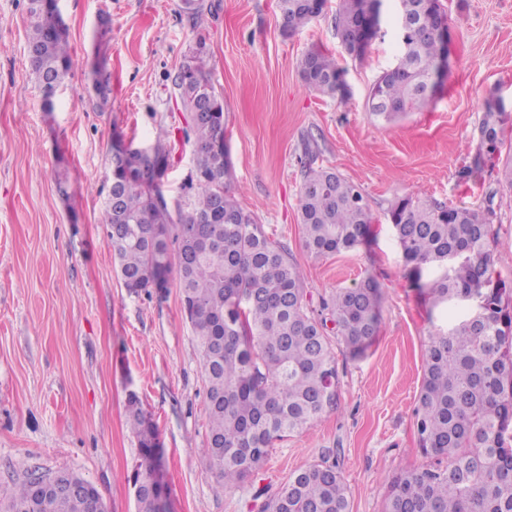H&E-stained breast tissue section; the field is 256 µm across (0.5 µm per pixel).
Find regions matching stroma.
<instances>
[{
    "mask_svg": "<svg viewBox=\"0 0 512 512\" xmlns=\"http://www.w3.org/2000/svg\"><path fill=\"white\" fill-rule=\"evenodd\" d=\"M204 3L205 22L195 27L180 0H60L72 65L48 109L29 75L27 0H0V492L25 469L65 470L92 483L107 512H136L129 477L140 454L125 416L132 390L160 434L168 512H260L293 472L332 448L351 512H383L392 478L430 462L413 416L426 345L465 311L454 302L431 309L417 295L389 221L392 203L405 195L452 206L493 200L494 275L512 289V185L496 167L471 170L488 97L506 104L500 137L512 151V0H442L446 77L425 109L389 122L372 117L367 101L400 53L395 0H383L381 29L359 60L336 36L341 0L292 32L276 0ZM200 37L224 100L229 193L288 246L312 301L368 276L383 297L366 353L336 350L338 409L276 442L244 488L224 491L202 459L201 360L179 290L128 294L101 223L118 134L136 145L164 135L172 149L164 193L181 198L195 146L183 136L187 114L170 77ZM313 48L344 69L347 97L303 81L299 62ZM98 62L111 75L105 101L92 83ZM310 166L362 190L376 218L368 243L320 258L304 249L300 191Z\"/></svg>",
    "mask_w": 512,
    "mask_h": 512,
    "instance_id": "stroma-1",
    "label": "stroma"
}]
</instances>
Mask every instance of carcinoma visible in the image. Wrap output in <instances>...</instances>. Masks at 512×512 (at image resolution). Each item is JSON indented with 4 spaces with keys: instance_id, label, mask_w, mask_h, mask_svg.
Here are the masks:
<instances>
[{
    "instance_id": "1",
    "label": "carcinoma",
    "mask_w": 512,
    "mask_h": 512,
    "mask_svg": "<svg viewBox=\"0 0 512 512\" xmlns=\"http://www.w3.org/2000/svg\"><path fill=\"white\" fill-rule=\"evenodd\" d=\"M326 0H278L283 27L294 31L318 17ZM402 53L373 85L367 103L390 121L427 106L442 83L434 70L445 53L441 0H399ZM194 25L204 22L203 0H181ZM382 0H342L336 36L362 58L360 23L381 22ZM30 75L46 108L71 66L68 33L53 0H28ZM199 38L173 80L184 112L203 116L184 129L193 140V169L184 199L170 204L163 177L171 149L162 138L122 156L110 154L112 186L102 212L112 255L127 292L163 295L177 281L183 315L201 359L208 435L202 458L218 488H238L266 460L277 441L302 432L339 406L334 345L358 357L379 329L382 292L365 278L340 288L314 308L288 246L225 190L230 161L224 101L207 70ZM314 90L345 97L344 71L320 50L300 61ZM507 115L489 99L479 126L472 169L498 155ZM494 196L486 206H447L407 195L389 210L412 284L430 308L472 302L464 317L430 337L424 380L414 410L420 449L435 459L391 481L385 512H512V294L492 272ZM375 217L356 185L327 168L307 167L300 194L306 251L325 257L363 244ZM332 330H327V323ZM126 417L141 461L131 481L138 512H164L156 477L162 461L157 427L134 391ZM31 471L0 498V512H105L97 488L45 497ZM262 512H350L349 489L332 450L288 478Z\"/></svg>"
}]
</instances>
